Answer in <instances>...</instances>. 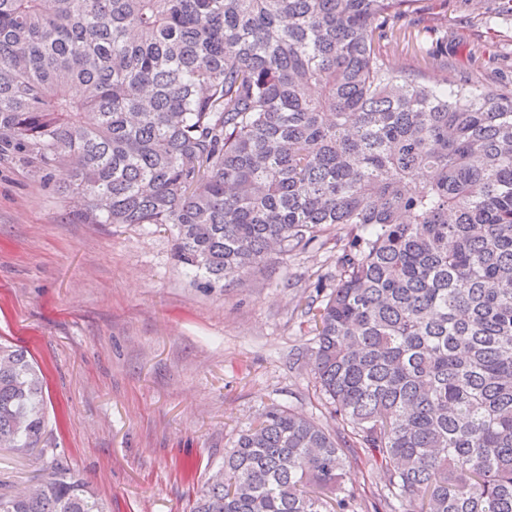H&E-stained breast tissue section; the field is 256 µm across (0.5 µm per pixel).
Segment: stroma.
Wrapping results in <instances>:
<instances>
[{
    "mask_svg": "<svg viewBox=\"0 0 512 512\" xmlns=\"http://www.w3.org/2000/svg\"><path fill=\"white\" fill-rule=\"evenodd\" d=\"M386 62L420 82L512 93V9L421 0ZM441 43L425 60L418 40ZM479 63H472V56ZM66 175L0 149V339L46 378L48 422L28 453L0 449V492L62 469L111 512H190L240 431L277 405L340 428L315 387L302 304L336 283L337 246L273 254L220 288L194 284L157 224H82ZM344 482L372 507L375 458L348 449Z\"/></svg>",
    "mask_w": 512,
    "mask_h": 512,
    "instance_id": "35a3bbf8",
    "label": "stroma"
}]
</instances>
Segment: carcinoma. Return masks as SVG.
Here are the masks:
<instances>
[{"label":"carcinoma","instance_id":"cac0c4a2","mask_svg":"<svg viewBox=\"0 0 512 512\" xmlns=\"http://www.w3.org/2000/svg\"><path fill=\"white\" fill-rule=\"evenodd\" d=\"M417 0H0V145L71 171L83 224H170L194 283L346 230L305 304L332 434L278 406L193 512H512V96L422 84L383 48ZM46 425L44 377L0 342V447ZM0 512H106L56 470ZM349 464L346 468L345 485L362 495L365 510L373 512L374 502H378V491L382 486V473L376 458L364 448H345Z\"/></svg>","mask_w":512,"mask_h":512}]
</instances>
